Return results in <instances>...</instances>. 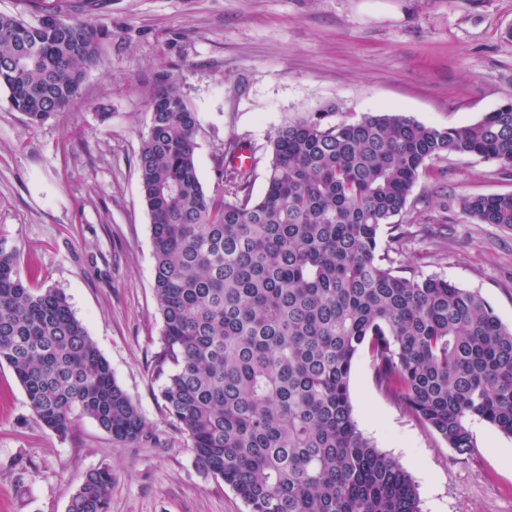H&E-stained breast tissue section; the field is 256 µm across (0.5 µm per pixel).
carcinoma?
<instances>
[{"label": "carcinoma", "instance_id": "cac0c4a2", "mask_svg": "<svg viewBox=\"0 0 512 512\" xmlns=\"http://www.w3.org/2000/svg\"><path fill=\"white\" fill-rule=\"evenodd\" d=\"M47 16L0 14V90L32 124L78 99L108 36L89 19ZM148 105L138 171L163 320L153 368L198 464L249 512H420L410 475L353 416L362 352L376 386L448 447L467 453L476 420L512 436V327L480 295L401 276L379 254L427 162L512 165V101L448 128L392 113L336 122L332 108L289 117L257 199L245 168L222 191L204 188L197 115L173 78ZM459 204L479 224L512 226V193ZM5 241L0 227V365L36 417L60 436L80 415L118 440L149 437L65 293L23 275ZM111 489L110 470L88 472L68 512H108Z\"/></svg>", "mask_w": 512, "mask_h": 512}]
</instances>
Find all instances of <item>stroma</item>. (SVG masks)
I'll use <instances>...</instances> for the list:
<instances>
[{"mask_svg": "<svg viewBox=\"0 0 512 512\" xmlns=\"http://www.w3.org/2000/svg\"><path fill=\"white\" fill-rule=\"evenodd\" d=\"M91 18L109 37L67 111L34 125L0 91V227L22 264L66 294L151 436L121 442L88 417L57 435L0 366V512H67L104 467L110 512H248L197 464L152 368L162 321L137 167L148 93L170 75L196 112L207 190L227 183L225 144H249L257 198L285 116L332 104L340 120L391 112L446 128L512 100V0H98ZM499 193H512L501 163L445 154L380 248L405 276L478 293L511 326L512 227L476 223L457 203ZM350 396L360 431L417 485L422 512H512V436L476 421L458 454L377 388L365 355Z\"/></svg>", "mask_w": 512, "mask_h": 512, "instance_id": "stroma-1", "label": "stroma"}]
</instances>
